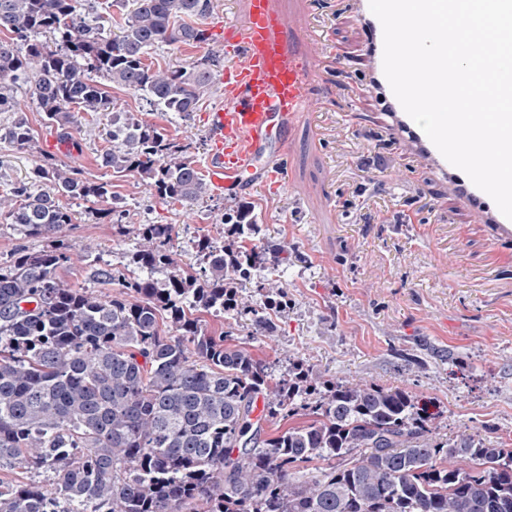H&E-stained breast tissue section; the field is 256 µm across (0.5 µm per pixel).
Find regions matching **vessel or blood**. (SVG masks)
<instances>
[{
	"label": "vessel or blood",
	"instance_id": "b4317fda",
	"mask_svg": "<svg viewBox=\"0 0 512 512\" xmlns=\"http://www.w3.org/2000/svg\"><path fill=\"white\" fill-rule=\"evenodd\" d=\"M348 7L362 31L359 53L364 60V78L352 88L353 101L377 106L394 139L416 155L426 171L443 178L455 198L488 224L496 240H512V220L442 156L394 96L383 71L382 25L369 0H350ZM227 35L235 52L224 80V100L205 116L210 148L204 174L216 196L246 182L280 177L289 132L324 109L323 99L308 90L312 78L339 69L346 59L342 44L325 45L322 34L314 30L307 35L313 49L308 58H301L289 44L286 19L274 0H244Z\"/></svg>",
	"mask_w": 512,
	"mask_h": 512
}]
</instances>
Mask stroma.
<instances>
[{
  "instance_id": "1",
  "label": "stroma",
  "mask_w": 512,
  "mask_h": 512,
  "mask_svg": "<svg viewBox=\"0 0 512 512\" xmlns=\"http://www.w3.org/2000/svg\"><path fill=\"white\" fill-rule=\"evenodd\" d=\"M277 3L301 54L309 52L300 39L309 27L349 42L360 36L355 18L341 13L337 0ZM240 8L241 0H214L213 12L199 21L205 42L178 53L156 48L151 62L163 68L213 52L229 65L222 23ZM361 73L353 58L342 71L315 79L312 89L326 106L311 124L291 132L278 190L247 184L230 195L204 197L189 211L152 197L137 175L99 168L96 156L110 146L113 117H133L190 142L195 163L203 164L208 132L201 115L223 101V85L188 119L110 87L109 111L75 113V143L61 149L54 145L59 129L43 123L32 89L21 83L14 98L34 139L17 149L5 135L13 115L0 112V191L28 180L47 158L110 184L125 210L121 223L107 214L111 199L67 200L73 217L68 241L77 254L59 272L63 283L101 295L118 287L94 280L90 270L128 265L137 242L126 225H175L182 262L199 269L195 240L208 235L223 241L224 204L249 201L261 227L256 245H289L277 258L288 310L267 337L252 338L247 321L210 315L209 332L231 331L235 344L277 374L300 362L329 382L366 381L433 398L443 409L434 436L476 433L512 444V241L492 240L486 225L451 200L447 184L412 171L411 158L379 113L351 109V86ZM398 170L405 171L404 180L395 179Z\"/></svg>"
}]
</instances>
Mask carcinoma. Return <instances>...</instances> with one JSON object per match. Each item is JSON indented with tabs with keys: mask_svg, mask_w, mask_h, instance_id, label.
<instances>
[{
	"mask_svg": "<svg viewBox=\"0 0 512 512\" xmlns=\"http://www.w3.org/2000/svg\"><path fill=\"white\" fill-rule=\"evenodd\" d=\"M81 0H0V112H17L13 89L29 83L46 124L68 134L72 109L100 112L109 83L141 93L154 107L187 119L217 84L220 60L154 68L148 51L206 40L192 24L213 0H132L117 34L91 25ZM58 36L51 48L36 39ZM6 136L33 141L24 116ZM97 164L133 172L154 197L193 208L208 192L182 143L130 119ZM33 179L0 195L10 226L24 237L60 238L73 224L63 196L96 200L108 184L76 168L37 166ZM231 243L204 236L197 276L173 250L174 225L138 224L134 268L93 277L126 292L102 296L67 286L57 272L71 261L61 243L0 264V469L31 478L0 486V512H512V448L465 433L432 436V402L371 383H326L311 369L272 373L229 334L203 328L202 315L248 318L269 336L270 312L288 308L275 261L252 244L251 203L220 217ZM164 273L157 279L153 274ZM258 288L261 303L245 293ZM262 398L271 420L308 417L254 447L250 415ZM327 462L321 478L295 470Z\"/></svg>",
	"mask_w": 512,
	"mask_h": 512,
	"instance_id": "obj_1",
	"label": "carcinoma"
}]
</instances>
